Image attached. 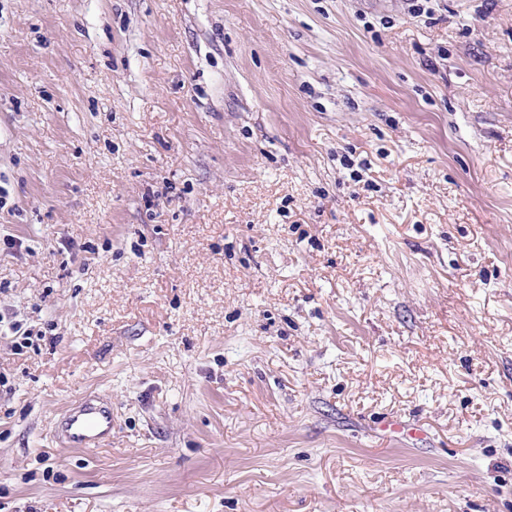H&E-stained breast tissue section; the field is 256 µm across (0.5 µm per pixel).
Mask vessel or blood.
<instances>
[{
	"mask_svg": "<svg viewBox=\"0 0 512 512\" xmlns=\"http://www.w3.org/2000/svg\"><path fill=\"white\" fill-rule=\"evenodd\" d=\"M61 442L68 448H97L112 433V410L100 396L82 400L58 421Z\"/></svg>",
	"mask_w": 512,
	"mask_h": 512,
	"instance_id": "obj_1",
	"label": "vessel or blood"
}]
</instances>
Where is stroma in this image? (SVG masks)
<instances>
[{
  "instance_id": "35a3bbf8",
  "label": "stroma",
  "mask_w": 512,
  "mask_h": 512,
  "mask_svg": "<svg viewBox=\"0 0 512 512\" xmlns=\"http://www.w3.org/2000/svg\"><path fill=\"white\" fill-rule=\"evenodd\" d=\"M0 315V512H512V0H0ZM66 448H98L112 433V410L104 397L86 398L66 410L58 421Z\"/></svg>"
}]
</instances>
